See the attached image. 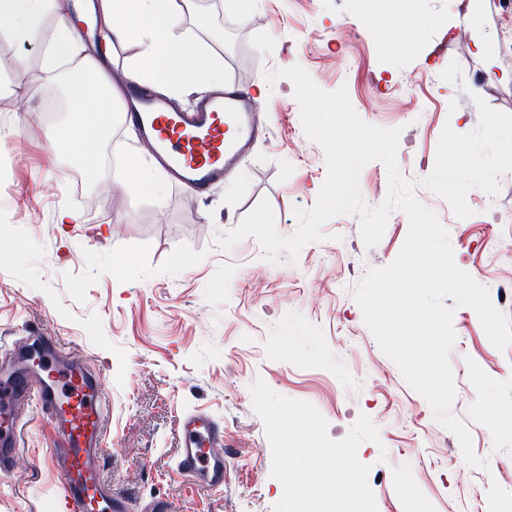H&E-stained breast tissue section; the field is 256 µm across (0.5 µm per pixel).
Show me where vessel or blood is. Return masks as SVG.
I'll list each match as a JSON object with an SVG mask.
<instances>
[{
  "instance_id": "1",
  "label": "vessel or blood",
  "mask_w": 512,
  "mask_h": 512,
  "mask_svg": "<svg viewBox=\"0 0 512 512\" xmlns=\"http://www.w3.org/2000/svg\"><path fill=\"white\" fill-rule=\"evenodd\" d=\"M122 127L132 128L174 188L207 201L268 136L248 87L227 80L219 92H202L184 109L130 82L121 87ZM110 388L101 369L68 359L55 336L24 341L0 336V474L23 453L31 411L53 425L47 460L59 479L57 512H130L126 497L104 478L108 453ZM181 443L173 471L201 489L224 490V423L197 407L179 419Z\"/></svg>"
}]
</instances>
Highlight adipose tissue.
I'll use <instances>...</instances> for the list:
<instances>
[{
	"label": "adipose tissue",
	"mask_w": 512,
	"mask_h": 512,
	"mask_svg": "<svg viewBox=\"0 0 512 512\" xmlns=\"http://www.w3.org/2000/svg\"><path fill=\"white\" fill-rule=\"evenodd\" d=\"M197 11V0H0V20L19 37L42 48V71L47 78L63 76L68 108L74 116L64 134L49 131V149L66 146L73 151L83 173L97 179L102 159L98 146L106 125L91 118L92 106L111 107L112 100L90 79L88 62H74L77 24L103 16L100 34L105 43L135 41L140 52L125 70V77L143 85L163 84L170 93L183 88L188 77H219L223 61L204 41L193 47L181 43L178 34ZM56 26L44 33L46 15Z\"/></svg>",
	"instance_id": "obj_1"
}]
</instances>
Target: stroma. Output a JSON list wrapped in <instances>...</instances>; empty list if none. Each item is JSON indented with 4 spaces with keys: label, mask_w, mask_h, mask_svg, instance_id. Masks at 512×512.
I'll list each match as a JSON object with an SVG mask.
<instances>
[{
    "label": "stroma",
    "mask_w": 512,
    "mask_h": 512,
    "mask_svg": "<svg viewBox=\"0 0 512 512\" xmlns=\"http://www.w3.org/2000/svg\"><path fill=\"white\" fill-rule=\"evenodd\" d=\"M475 2L421 0L411 48L392 55L384 30L408 34L395 0L368 8L361 0H260L246 14L235 0H201L188 39L208 26L223 29L222 76L266 85L261 109L271 127L269 140L204 203L169 185L158 200L114 185L112 157L148 158L116 124L101 142L106 163L97 183L80 179L68 149L54 154L47 145L48 130L69 121L61 108H45L63 103V87L43 81L38 45L0 33V55L26 73L0 77V97L24 101L23 111L0 110V334L25 327L57 336L75 358L100 365L112 388L106 474L115 491L138 503L174 498L180 512H273L283 486L271 475V444L252 404L250 386L260 379L312 403L331 440H343L359 416L371 419L380 441L362 443L357 457L370 467L377 512H404L410 496L421 512H512V345L497 349L472 308L445 298L456 334L450 412L488 463L475 468L383 353L354 299L369 270L398 256L409 231L404 212L390 213L370 248L355 216L326 222L324 240L294 260L283 253L268 262L252 237L227 251L217 244L260 201L284 236L298 227L296 209L317 202L325 152L304 133L292 82L266 81L298 65L324 91L346 88L365 122L400 129V175L447 229L458 267L512 318L501 293L512 285V171L498 178L496 212L474 188L465 218L419 185L445 126L475 129L481 101L512 114V15L489 5L472 24ZM346 27L352 38H340ZM481 40L494 45L493 58L478 52ZM404 97L417 99L419 110L400 111ZM62 208L81 214V223L56 224ZM193 407L224 420L220 496L171 471L179 417ZM52 440L50 422L33 418L22 462L0 475V512H55L57 476L45 461Z\"/></svg>",
    "instance_id": "35a3bbf8"
}]
</instances>
